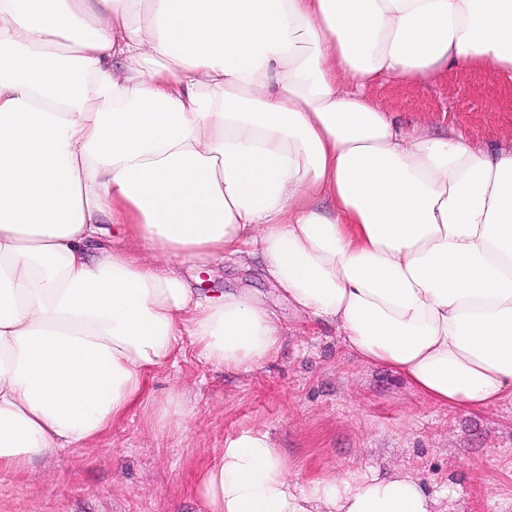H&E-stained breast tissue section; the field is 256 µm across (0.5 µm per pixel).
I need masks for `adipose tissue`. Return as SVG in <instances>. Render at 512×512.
<instances>
[{
    "label": "adipose tissue",
    "instance_id": "ef3b65f1",
    "mask_svg": "<svg viewBox=\"0 0 512 512\" xmlns=\"http://www.w3.org/2000/svg\"><path fill=\"white\" fill-rule=\"evenodd\" d=\"M512 81V0H0V469L104 436L146 375L248 372L285 327L185 263L247 264L362 361L451 409L512 400V150L373 96ZM129 245L113 247L110 225ZM206 512H433L408 474L299 485L248 430Z\"/></svg>",
    "mask_w": 512,
    "mask_h": 512
}]
</instances>
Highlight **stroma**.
<instances>
[{"mask_svg":"<svg viewBox=\"0 0 512 512\" xmlns=\"http://www.w3.org/2000/svg\"><path fill=\"white\" fill-rule=\"evenodd\" d=\"M374 96L405 128L467 131L491 150L512 148V89L492 70L460 67ZM185 280L216 299L256 293L285 325L277 359L228 372L184 342L175 366L150 374L142 406L79 448L0 471V512H200L190 490L200 465L227 440L266 431L298 483L331 473L409 472L437 493L434 512H512V402L451 411L392 371L358 360L340 330L298 316L262 275V259L182 267ZM179 393L191 417H151L150 405Z\"/></svg>","mask_w":512,"mask_h":512,"instance_id":"obj_1","label":"stroma"}]
</instances>
